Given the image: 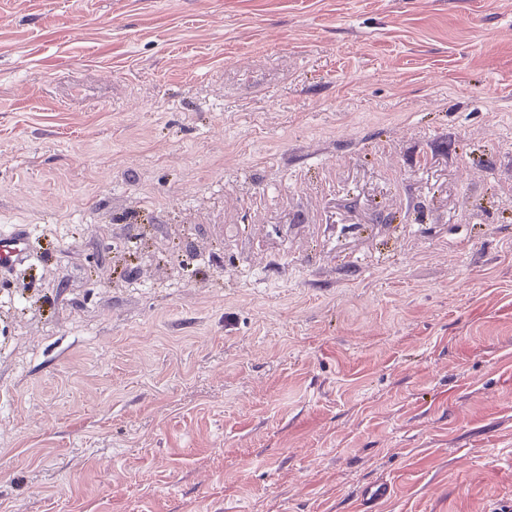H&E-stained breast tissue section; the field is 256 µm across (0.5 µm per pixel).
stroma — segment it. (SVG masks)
<instances>
[{
    "label": "stroma",
    "instance_id": "35a3bbf8",
    "mask_svg": "<svg viewBox=\"0 0 512 512\" xmlns=\"http://www.w3.org/2000/svg\"><path fill=\"white\" fill-rule=\"evenodd\" d=\"M0 512H512V0H0ZM28 257L26 238L16 233L0 234V270L15 268Z\"/></svg>",
    "mask_w": 512,
    "mask_h": 512
}]
</instances>
